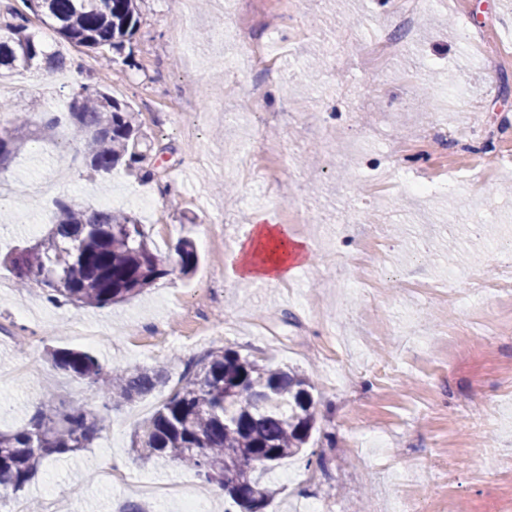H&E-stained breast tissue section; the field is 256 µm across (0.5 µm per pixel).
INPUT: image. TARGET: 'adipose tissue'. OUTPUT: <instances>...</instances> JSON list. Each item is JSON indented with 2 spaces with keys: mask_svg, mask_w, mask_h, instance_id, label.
Here are the masks:
<instances>
[{
  "mask_svg": "<svg viewBox=\"0 0 512 512\" xmlns=\"http://www.w3.org/2000/svg\"><path fill=\"white\" fill-rule=\"evenodd\" d=\"M309 258L307 242L293 237L287 226L263 224L256 226L237 262L246 280L279 283L291 278Z\"/></svg>",
  "mask_w": 512,
  "mask_h": 512,
  "instance_id": "1",
  "label": "adipose tissue"
}]
</instances>
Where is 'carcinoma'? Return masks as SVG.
<instances>
[{
    "instance_id": "obj_1",
    "label": "carcinoma",
    "mask_w": 512,
    "mask_h": 512,
    "mask_svg": "<svg viewBox=\"0 0 512 512\" xmlns=\"http://www.w3.org/2000/svg\"><path fill=\"white\" fill-rule=\"evenodd\" d=\"M0 24V82L19 71L51 75L66 68L64 45L121 53L140 25L137 0H21ZM38 29H32V19ZM31 111L0 128V167L24 148ZM65 125L69 138L84 146L86 166L109 173L147 159L143 135L130 105L103 86L84 85L67 105L64 118L44 126L47 134ZM182 274L194 271L198 255L189 240L177 248ZM19 283H35L56 303L105 308L130 299L167 276L166 262L151 247L137 216L104 207L85 210L58 204L47 230L0 262ZM52 364L90 389V397L68 410L47 406L27 427L0 432V494L22 490L47 462L89 447L105 429L108 411L152 394L166 384L159 370L104 371L86 351L53 348ZM313 376L294 368L272 367L227 347L212 351L199 370L181 378L155 413L133 434L142 460L169 458L224 490L237 512H265L277 494L255 476L303 453L316 425ZM236 453V469L227 465ZM252 473L250 485L236 482Z\"/></svg>"
}]
</instances>
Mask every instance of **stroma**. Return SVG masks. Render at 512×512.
Listing matches in <instances>:
<instances>
[{"label": "stroma", "instance_id": "1", "mask_svg": "<svg viewBox=\"0 0 512 512\" xmlns=\"http://www.w3.org/2000/svg\"><path fill=\"white\" fill-rule=\"evenodd\" d=\"M139 6V30L110 71L97 53L73 48V68L19 72L7 84L17 112L35 100L52 112L81 86L104 84L135 110L152 144L147 161L102 177L65 131L29 141L0 170V209L9 215L0 256L46 229L57 199L123 210L142 193L156 207L137 216L171 272L99 309L52 303L0 266V431L22 429L45 401L64 409L89 397L52 365V347L91 352L108 371L154 367L167 384L111 412L89 448L50 462L0 512L33 501L40 512H121L131 500L149 512H184L201 479L169 460H137L132 434L186 371L224 347L314 376L318 428L306 455L263 474L278 490L266 512H300L311 498L328 512H400L404 495L416 512H512V297L478 289L512 239V168L419 193L409 181L443 157L396 145L433 113L475 129L468 146H448V163L466 165L469 149L485 145L512 153V63L487 59L512 38V0H461L456 10L432 0L407 34L400 0H348L341 14L334 0H301L314 34L299 33V18L254 32L284 49L273 73L243 63L235 41H210L229 12L222 0L204 10L196 0ZM385 34L398 40L389 73L363 70L365 45ZM431 74L441 85L429 97L422 84ZM187 85L197 90L196 114L168 121ZM254 86L265 94L253 114L228 121ZM351 133L360 149L333 151ZM263 143L287 149L282 176L305 212L288 229L311 245L310 262L287 284L226 268L255 225L281 223L290 199L244 172V146ZM224 182L234 202L218 192ZM173 184L179 193L164 195ZM356 210L359 223H349ZM215 217L224 238L207 235ZM367 224L393 245L377 293L360 284L354 264ZM183 238L200 258L188 277L176 267ZM189 308L203 320L187 317Z\"/></svg>", "mask_w": 512, "mask_h": 512}]
</instances>
